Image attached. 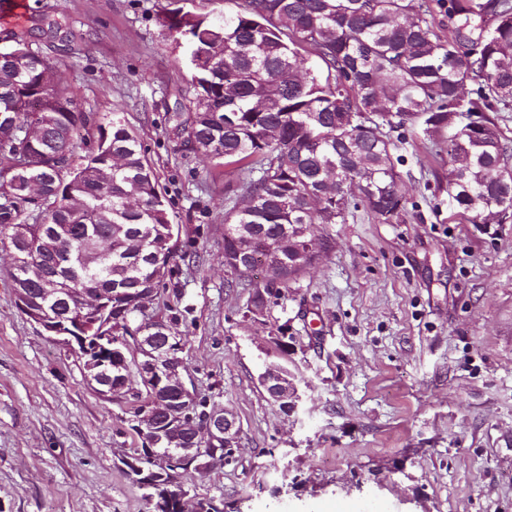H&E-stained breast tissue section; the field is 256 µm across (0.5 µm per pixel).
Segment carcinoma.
<instances>
[{"mask_svg": "<svg viewBox=\"0 0 512 512\" xmlns=\"http://www.w3.org/2000/svg\"><path fill=\"white\" fill-rule=\"evenodd\" d=\"M448 19L436 30L434 12ZM157 23L186 45L187 118L193 151L248 172L224 212V266L252 289L243 234L274 251L280 285L301 270L281 242L334 248L318 228L344 224L352 194L382 220L406 213L398 144L385 129L446 135L448 196L471 224L512 223V142L499 113L512 112V0H240L205 11L196 0H158ZM6 31L0 53V244L9 245L13 288L38 292L29 264L65 291L41 302L57 318L85 292L112 293V335L129 334L138 294L169 266L171 228L139 135L120 112L92 121L56 79V53L72 33L45 13ZM344 112L353 120L342 123ZM47 239L36 255L30 244ZM144 443L123 461L132 483L152 478L151 512H181L188 464L150 473Z\"/></svg>", "mask_w": 512, "mask_h": 512, "instance_id": "1", "label": "carcinoma"}]
</instances>
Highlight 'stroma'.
Listing matches in <instances>:
<instances>
[{
	"label": "stroma",
	"instance_id": "obj_1",
	"mask_svg": "<svg viewBox=\"0 0 512 512\" xmlns=\"http://www.w3.org/2000/svg\"><path fill=\"white\" fill-rule=\"evenodd\" d=\"M24 2L71 28L61 77L140 134L178 232L148 311L186 309L185 380L235 414L240 438L235 462L183 477L190 496L224 512H512V223L449 219L446 144L408 139L407 214L359 208L328 225L333 251L253 319L224 265L222 201L239 175L184 144L188 72L156 0ZM10 265L0 248V512H150L121 463L138 445L134 398L100 395L36 330ZM281 324L285 354L269 341ZM281 361L304 382L290 413L260 384Z\"/></svg>",
	"mask_w": 512,
	"mask_h": 512
}]
</instances>
